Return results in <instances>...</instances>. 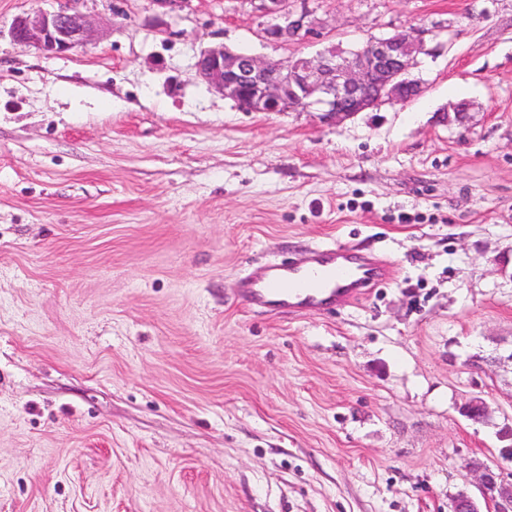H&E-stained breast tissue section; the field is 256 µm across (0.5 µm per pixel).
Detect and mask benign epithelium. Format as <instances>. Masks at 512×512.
Wrapping results in <instances>:
<instances>
[{
	"instance_id": "obj_1",
	"label": "benign epithelium",
	"mask_w": 512,
	"mask_h": 512,
	"mask_svg": "<svg viewBox=\"0 0 512 512\" xmlns=\"http://www.w3.org/2000/svg\"><path fill=\"white\" fill-rule=\"evenodd\" d=\"M267 18L266 39L288 42L314 34L311 11L290 8L291 0H251ZM97 29L89 17L73 7L37 9L14 19V42L41 52L61 55L94 38ZM424 31L413 28L369 40L356 49L331 47L312 58L284 65L224 46L203 51L197 61L199 76L224 97L247 112H317L325 124L349 119L385 104H404L420 93L410 77L423 46ZM470 103L461 101L446 112L450 123L465 125ZM474 423H488L486 400L474 396L459 407ZM474 489L451 496L448 512H512V480L493 461L477 465Z\"/></svg>"
}]
</instances>
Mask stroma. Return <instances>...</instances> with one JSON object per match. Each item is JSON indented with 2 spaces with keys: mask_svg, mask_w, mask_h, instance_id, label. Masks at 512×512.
<instances>
[{
  "mask_svg": "<svg viewBox=\"0 0 512 512\" xmlns=\"http://www.w3.org/2000/svg\"><path fill=\"white\" fill-rule=\"evenodd\" d=\"M44 5L0 0V512H448L512 426V0H309L288 43L249 0H79L99 36L53 56L9 35ZM409 28L421 94L336 125L196 73ZM329 245L395 276L237 302ZM460 414L474 423H488L491 411L486 400L480 396H473L459 407Z\"/></svg>",
  "mask_w": 512,
  "mask_h": 512,
  "instance_id": "stroma-1",
  "label": "stroma"
}]
</instances>
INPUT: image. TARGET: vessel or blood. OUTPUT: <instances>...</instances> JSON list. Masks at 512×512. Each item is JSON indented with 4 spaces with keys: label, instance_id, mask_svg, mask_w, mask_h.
Here are the masks:
<instances>
[{
    "label": "vessel or blood",
    "instance_id": "obj_1",
    "mask_svg": "<svg viewBox=\"0 0 512 512\" xmlns=\"http://www.w3.org/2000/svg\"><path fill=\"white\" fill-rule=\"evenodd\" d=\"M390 265L341 246L317 248L301 262L266 263L240 283L249 305L270 311L314 312L353 304L391 279Z\"/></svg>",
    "mask_w": 512,
    "mask_h": 512
}]
</instances>
